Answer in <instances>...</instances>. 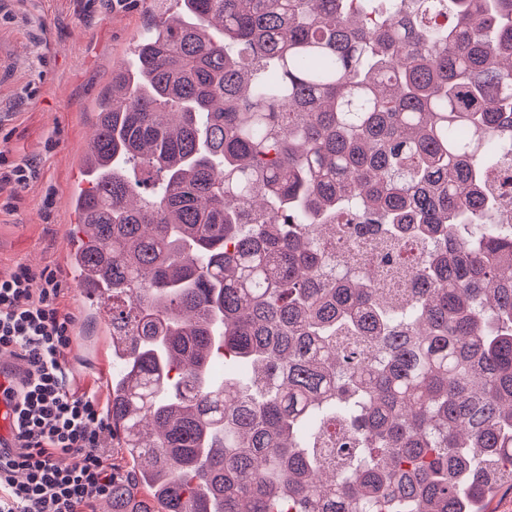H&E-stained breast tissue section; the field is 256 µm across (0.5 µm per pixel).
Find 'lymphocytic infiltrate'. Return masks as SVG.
<instances>
[{
    "label": "lymphocytic infiltrate",
    "instance_id": "obj_1",
    "mask_svg": "<svg viewBox=\"0 0 512 512\" xmlns=\"http://www.w3.org/2000/svg\"><path fill=\"white\" fill-rule=\"evenodd\" d=\"M39 176L34 163L0 151V212ZM73 325L54 271H0V354L24 363L14 445L0 450V512H96L97 499L112 494L108 410L71 382Z\"/></svg>",
    "mask_w": 512,
    "mask_h": 512
}]
</instances>
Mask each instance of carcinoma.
Here are the masks:
<instances>
[{
  "instance_id": "cac0c4a2",
  "label": "carcinoma",
  "mask_w": 512,
  "mask_h": 512,
  "mask_svg": "<svg viewBox=\"0 0 512 512\" xmlns=\"http://www.w3.org/2000/svg\"><path fill=\"white\" fill-rule=\"evenodd\" d=\"M176 3L112 68L70 198L123 349L112 512H489L512 0ZM361 239L372 261L336 272Z\"/></svg>"
}]
</instances>
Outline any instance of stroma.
<instances>
[{
	"mask_svg": "<svg viewBox=\"0 0 512 512\" xmlns=\"http://www.w3.org/2000/svg\"><path fill=\"white\" fill-rule=\"evenodd\" d=\"M152 0H0V51L13 70L0 77V148L10 161L35 162L40 178L0 215V269L54 270L67 311L77 301L73 277L58 254L77 218L44 209L46 192L71 194L80 155L94 134L95 100L115 64L147 30Z\"/></svg>",
	"mask_w": 512,
	"mask_h": 512,
	"instance_id": "1",
	"label": "stroma"
}]
</instances>
